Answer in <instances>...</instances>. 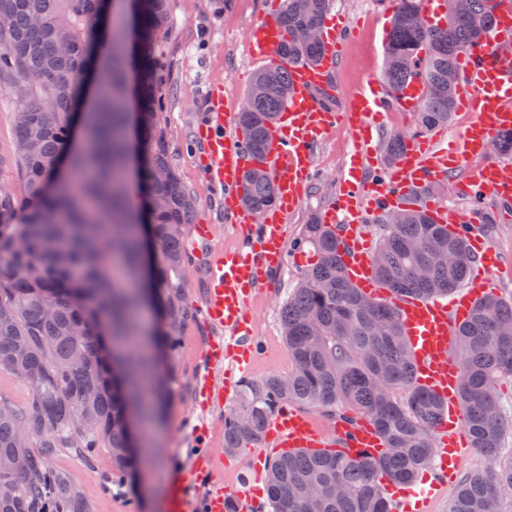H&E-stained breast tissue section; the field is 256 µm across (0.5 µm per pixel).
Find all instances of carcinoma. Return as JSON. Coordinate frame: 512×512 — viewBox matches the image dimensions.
<instances>
[{
    "label": "carcinoma",
    "instance_id": "1",
    "mask_svg": "<svg viewBox=\"0 0 512 512\" xmlns=\"http://www.w3.org/2000/svg\"><path fill=\"white\" fill-rule=\"evenodd\" d=\"M333 0H283L278 22L285 33L279 55L290 64H318L324 44L298 37L322 30ZM425 0H396L385 41L382 82L392 91L421 75L426 97L414 132L385 144L390 164L409 140L453 120L459 86L448 85L460 57L492 34L505 0H444V24L414 21ZM106 0H0V72L15 74L18 103L14 161L26 180L29 209L17 221L10 192L0 188V370L25 381L30 394L16 408L0 404V512H87L82 494L55 464L71 448L92 456L107 449L125 477L135 464L128 424L140 396L119 387L114 366H130L139 380L153 365L140 352L132 321L141 306L130 272L141 266L142 243L126 224L129 201L119 161L128 149L123 101L132 70L140 73L139 124L149 135V197L157 248L155 288L162 293L168 352L179 344L189 317L176 282L189 260L185 232L194 199L169 161V143L158 129L163 107L157 82L159 58L151 55L169 21L170 0H138L140 53L131 63L123 34L112 35L105 71L94 93L98 112L88 122L86 150L66 156L73 106L87 87L94 43L93 17L104 19ZM288 70L269 64L255 76L248 112L236 123L250 154L269 149V128L288 101ZM242 201L251 210L275 203L266 169L245 172ZM385 234L373 255L384 289L420 298L445 296L462 287L473 259L466 243L435 223L426 211H402L400 223L382 216ZM430 242L457 257L431 262L426 279L415 270L429 261ZM296 247H309L307 265L280 309L291 367L286 375L247 379L236 408L224 415V448L261 445L270 417L285 403L313 408L327 419L368 417L385 444L377 457L299 449L269 466L272 512H391L385 487L409 485L432 464L439 399L415 385L410 347L397 310L366 295L346 276L335 229L317 216L303 225ZM464 425L488 465L466 475L448 512H500L512 493V460L500 458L512 420L494 391L512 375V299L480 296L455 341ZM319 487L317 499L303 488Z\"/></svg>",
    "mask_w": 512,
    "mask_h": 512
}]
</instances>
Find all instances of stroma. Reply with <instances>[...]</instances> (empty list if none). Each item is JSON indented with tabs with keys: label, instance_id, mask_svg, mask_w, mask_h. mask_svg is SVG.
<instances>
[{
	"label": "stroma",
	"instance_id": "obj_1",
	"mask_svg": "<svg viewBox=\"0 0 512 512\" xmlns=\"http://www.w3.org/2000/svg\"><path fill=\"white\" fill-rule=\"evenodd\" d=\"M268 2L171 0L167 30L155 47L156 55L166 64L162 74L165 106L160 123L170 140V162L194 199L193 223L215 228L213 239L202 247L206 254L237 247L240 234L224 218L220 190L208 185L195 162V128L206 110L205 93L210 84H223L225 108L240 111L260 67L246 33L263 18ZM331 14L356 24L355 33L341 40L334 65L335 88L342 94L360 88L369 78L380 77L392 10L385 0H334ZM12 81L11 74L0 75V187L10 189L16 213L21 216L27 211L29 195L13 159L17 105L10 89ZM355 141L356 130L344 116L316 141L315 176L301 206L288 218L285 249H292L312 214L321 213L334 198ZM464 178L461 171L447 176L445 192L435 195L434 201L465 213L479 208L494 214L496 222L489 227V240L503 265L493 283L497 295L512 298V214L500 211L492 197L478 199L466 192L462 187ZM300 271V264L289 262L252 305V333L261 349L254 359L251 378L288 372L279 312ZM203 277L204 269L197 263L185 265L179 275L190 316L174 357L158 361L155 368L157 379L165 381L167 389L157 397V422L149 434L139 437L142 445L151 448V456L137 460L133 476L122 481L114 475L112 458L106 450L88 458L65 449L56 458L57 466L82 490L88 512H165L177 475L190 471L195 459L208 448L224 445L223 419L202 417L195 408L196 382L209 369L206 347L213 334L202 320ZM254 458L251 447L225 455L223 470L212 478L190 479L189 498L194 504H202L219 486L236 493L243 476L253 475Z\"/></svg>",
	"mask_w": 512,
	"mask_h": 512
}]
</instances>
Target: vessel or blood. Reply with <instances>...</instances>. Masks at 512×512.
I'll use <instances>...</instances> for the list:
<instances>
[{
  "mask_svg": "<svg viewBox=\"0 0 512 512\" xmlns=\"http://www.w3.org/2000/svg\"><path fill=\"white\" fill-rule=\"evenodd\" d=\"M349 29V24L330 19L324 30L326 54L322 63L289 68L290 96L278 123L270 130V147L263 159L276 184L278 203L267 211L261 223H253L250 212L239 203L241 176L249 157L224 112V87L214 84L207 91V114L196 130L203 145L198 162L206 179L222 187L224 216L238 228L242 245L233 251H218L207 262L203 313L216 334L207 347L211 370L197 387L202 409L223 407L233 389L230 375L223 373L224 367L246 374L257 349L249 338V303L286 263L285 226L289 214L300 206L312 176L314 142L338 119L335 110L318 102L314 91L326 82L335 49ZM492 38L491 44L472 48L460 59L458 104L472 112L473 119L449 149L437 150L432 143L415 141L384 169L366 149L378 130L383 111L390 105L416 111L424 96L423 79H414L393 92L372 78L346 94L345 110L356 126L357 142L339 191L322 214L323 223L336 227L348 277L370 294L377 293L379 284L366 240L367 213L425 204L437 223L447 225L466 240L473 257L477 274L470 287L449 299H391L410 342L417 383L443 402L437 428L442 448L416 493L423 501L453 478L460 453L470 446L457 406L459 365L453 344L460 326L469 319L476 298L491 288L490 275L500 265L498 252L475 225L454 207L429 203L423 190L450 172L463 171L473 192L493 196L501 205H512V165L486 158L495 135L512 129V57L497 55L495 46L496 41L512 39L511 10L501 13ZM281 39V29L272 13L253 25L248 36L253 56L268 63L278 62ZM477 156L484 163L475 167L471 161ZM263 444L277 452L336 448L353 457L375 456L383 448L376 428L368 420L350 422L340 417L321 429L310 414L290 405L283 406L269 420Z\"/></svg>",
  "mask_w": 512,
  "mask_h": 512,
  "instance_id": "vessel-or-blood-1",
  "label": "vessel or blood"
}]
</instances>
